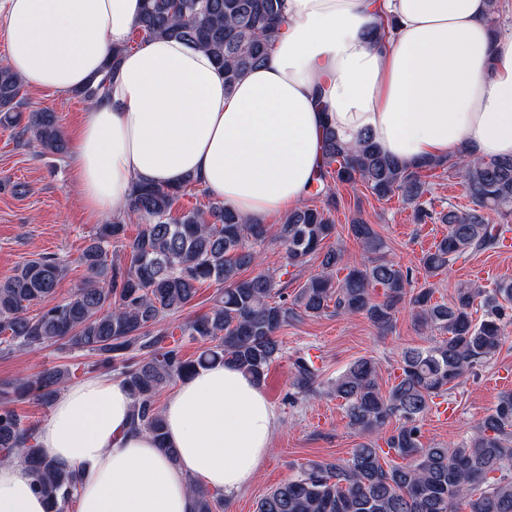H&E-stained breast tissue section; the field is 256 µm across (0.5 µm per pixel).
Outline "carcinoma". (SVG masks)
I'll list each match as a JSON object with an SVG mask.
<instances>
[{"instance_id": "obj_1", "label": "carcinoma", "mask_w": 512, "mask_h": 512, "mask_svg": "<svg viewBox=\"0 0 512 512\" xmlns=\"http://www.w3.org/2000/svg\"><path fill=\"white\" fill-rule=\"evenodd\" d=\"M283 0H145L135 32L146 40L164 35L209 52L224 68L230 91L247 71L263 64L279 35ZM22 83L0 66V125L18 139L47 153L65 151L58 117L49 111L23 116ZM461 178L470 206L441 209L430 197L436 171ZM361 184L379 199L401 195L420 224H444L448 233L423 254L426 277L435 278L471 254L504 246L512 233V158L431 159L405 168L385 155L369 137L350 144L328 127L322 163L310 199L288 213L278 238L286 245L280 272L243 276L257 253L246 242L262 244L268 229L213 202L208 210L174 215L188 180L179 186H137L128 214L145 221L125 240L126 224L115 217L101 226L76 262L91 274L68 298L56 300V288L68 265L47 256L31 259L0 280V345L42 346L65 341L99 356L97 369L115 370L132 398V423L149 432L171 459L165 422L157 405L160 391L212 365L231 363L257 383L283 354L278 333L291 321L364 314L381 330L392 327L397 306L410 297L417 327L439 332L430 346L401 353L396 382L381 390L373 359L360 357L340 373L328 394L340 400L347 426L370 439L346 460L310 461L296 475L271 489L256 512H512V393L461 443L445 448L421 441L419 422L499 350L512 322V280L493 288L461 285L447 302L433 300L434 288L412 289L410 270L388 258L386 241L373 225L355 220L348 231L360 243L362 262L334 274L344 262L341 247L323 249L336 234L333 212L341 184ZM122 243L127 261L109 259L112 243ZM320 259L322 273L308 277L288 298L281 277ZM222 286L209 312L177 326L181 335L209 343L194 360L183 356L164 317L191 305L199 286ZM382 289V300L373 297ZM483 318L473 317L475 304ZM296 393H316L319 369L303 356L293 362ZM70 371L51 368L33 379L0 385V455L27 463L38 493L53 512H64L77 486L75 471L41 455L37 428L26 425L10 407L11 396L31 393L52 405ZM391 452L402 464L381 463ZM194 512H220L223 494L191 483Z\"/></svg>"}]
</instances>
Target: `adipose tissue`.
Wrapping results in <instances>:
<instances>
[{"label": "adipose tissue", "mask_w": 512, "mask_h": 512, "mask_svg": "<svg viewBox=\"0 0 512 512\" xmlns=\"http://www.w3.org/2000/svg\"><path fill=\"white\" fill-rule=\"evenodd\" d=\"M142 0H0L7 65L34 89L74 92L108 78L83 112L70 158L94 218L124 215L135 184L186 179L252 222L304 203L325 127L369 135L411 167L431 157H512V37L490 0H284L268 60L224 88L195 46L156 37L127 49ZM121 381L65 388L40 426L44 456L78 474L76 512H193L191 483L232 498L254 480L278 417L230 364L179 385L167 448L130 427ZM19 461L0 462V512H48Z\"/></svg>", "instance_id": "obj_1"}]
</instances>
